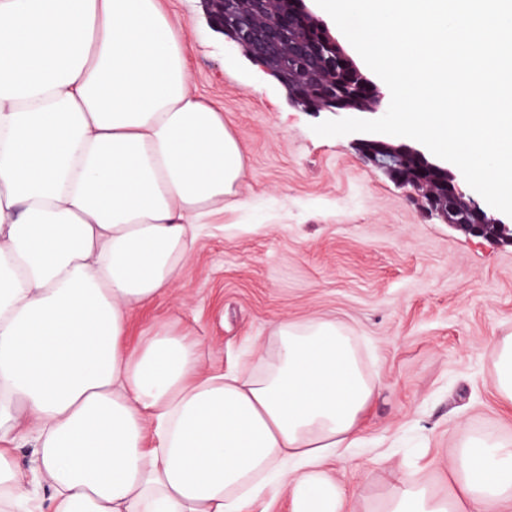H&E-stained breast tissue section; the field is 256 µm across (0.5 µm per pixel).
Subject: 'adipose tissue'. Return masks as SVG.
Segmentation results:
<instances>
[{
  "label": "adipose tissue",
  "mask_w": 512,
  "mask_h": 512,
  "mask_svg": "<svg viewBox=\"0 0 512 512\" xmlns=\"http://www.w3.org/2000/svg\"><path fill=\"white\" fill-rule=\"evenodd\" d=\"M159 0H0V506L7 512H351L327 471L378 394L336 321L277 322L255 365L124 340L174 288L244 150L194 89ZM35 450L23 473L10 449ZM447 496L399 477L375 512H499L512 443L469 437ZM48 497L37 494V487ZM248 512H287V501L285 495L274 486L266 487L259 499L250 505Z\"/></svg>",
  "instance_id": "obj_1"
}]
</instances>
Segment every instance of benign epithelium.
<instances>
[{"mask_svg":"<svg viewBox=\"0 0 512 512\" xmlns=\"http://www.w3.org/2000/svg\"><path fill=\"white\" fill-rule=\"evenodd\" d=\"M288 17H277L261 28L245 25L235 13L234 0H205L209 24L222 32L227 39L273 75L281 84H286L287 68L279 62L276 52L288 44V56H297L309 63L313 70L323 62L339 64L349 82L351 96H336L328 93L324 109L329 112H375L383 93L345 52L327 26L316 19L306 5V0H290ZM311 22L317 28L318 37L300 40L294 37L295 23ZM359 154L379 168H388L398 159L409 158L418 166L415 183L423 184L424 175L438 172L444 178L445 195L448 197V212L456 216L451 226L474 237H482L512 245V224L487 215L462 191L456 175L430 161L421 151L407 146H393L382 139H359L355 142Z\"/></svg>","mask_w":512,"mask_h":512,"instance_id":"7a95c632","label":"benign epithelium"}]
</instances>
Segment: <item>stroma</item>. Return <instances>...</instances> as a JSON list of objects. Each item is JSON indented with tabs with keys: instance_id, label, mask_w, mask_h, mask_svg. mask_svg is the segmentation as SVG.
<instances>
[{
	"instance_id": "stroma-1",
	"label": "stroma",
	"mask_w": 512,
	"mask_h": 512,
	"mask_svg": "<svg viewBox=\"0 0 512 512\" xmlns=\"http://www.w3.org/2000/svg\"><path fill=\"white\" fill-rule=\"evenodd\" d=\"M185 36L193 83L245 149L235 204L204 225L176 288L131 318V338L166 331L201 346L200 370L227 373L269 346L278 319L331 318L354 336L382 388L362 443L333 457L367 512L406 474L448 492L451 450L512 441L495 390L494 345L512 334V246L422 211L364 161L355 134L316 135L326 112L287 89L208 23L203 0H162Z\"/></svg>"
}]
</instances>
